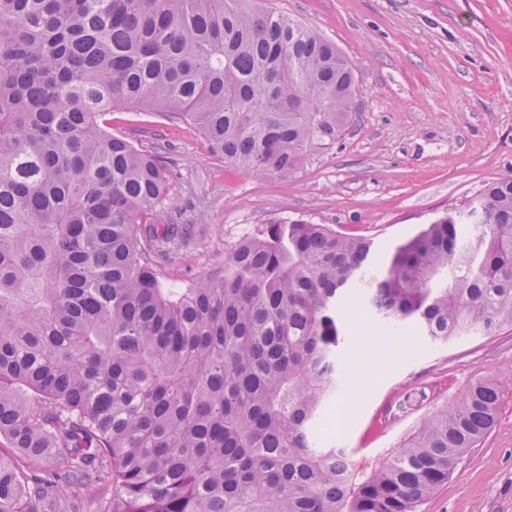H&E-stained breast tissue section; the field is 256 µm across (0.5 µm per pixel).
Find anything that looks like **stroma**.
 Instances as JSON below:
<instances>
[{"instance_id": "obj_1", "label": "stroma", "mask_w": 512, "mask_h": 512, "mask_svg": "<svg viewBox=\"0 0 512 512\" xmlns=\"http://www.w3.org/2000/svg\"><path fill=\"white\" fill-rule=\"evenodd\" d=\"M354 63L360 110L291 180L211 155L197 128L155 112H112V134L170 172L167 221L192 237L164 271L188 287L264 224L303 220L373 242L375 259L490 180L512 175V0H266ZM341 386L324 442L369 473L422 417L475 376L502 383L497 422L417 512H512V331L439 345L389 333L344 297Z\"/></svg>"}]
</instances>
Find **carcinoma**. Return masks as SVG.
<instances>
[{
	"instance_id": "carcinoma-1",
	"label": "carcinoma",
	"mask_w": 512,
	"mask_h": 512,
	"mask_svg": "<svg viewBox=\"0 0 512 512\" xmlns=\"http://www.w3.org/2000/svg\"><path fill=\"white\" fill-rule=\"evenodd\" d=\"M356 96L335 43L247 0H0V512H415L490 432L477 376L367 475L320 437L348 291L437 344L512 328V176L380 266L367 237L269 223L173 291L168 171L107 130L158 112L288 181Z\"/></svg>"
}]
</instances>
